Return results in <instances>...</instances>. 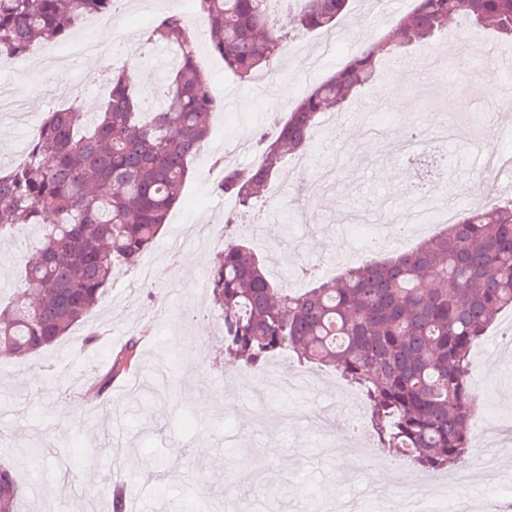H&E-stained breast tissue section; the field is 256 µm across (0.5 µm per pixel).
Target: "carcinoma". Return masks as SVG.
I'll return each mask as SVG.
<instances>
[{
	"instance_id": "1",
	"label": "carcinoma",
	"mask_w": 512,
	"mask_h": 512,
	"mask_svg": "<svg viewBox=\"0 0 512 512\" xmlns=\"http://www.w3.org/2000/svg\"><path fill=\"white\" fill-rule=\"evenodd\" d=\"M272 0H195L210 44L241 79L269 70L284 50ZM350 0H295L299 25L328 29ZM118 0H0V61L24 57L38 41L66 39L88 15ZM463 15L512 42V0H415L394 34L367 42L314 86L259 143L247 169L224 165L216 189L244 207L288 160L303 154L321 116L372 87L387 58L448 28ZM196 39L178 11L146 39L177 48L165 93L149 94L114 70L101 109L45 113L38 136L14 167L0 168V240L36 226L18 287L0 298V348L24 359L57 343L102 302L112 284L152 246L178 203L192 160L206 145L209 114L221 109L196 57ZM209 289L225 351L246 368L296 353L333 368L364 396L380 447L396 448L427 472L473 453L470 356L499 312L512 308V200L465 208L415 250L366 261L329 282L291 294L269 277L243 238L224 242ZM429 282L426 290L422 284ZM141 337L112 353L111 371L140 364ZM21 487L0 464V512H16Z\"/></svg>"
}]
</instances>
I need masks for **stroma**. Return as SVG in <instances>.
<instances>
[{
	"label": "stroma",
	"mask_w": 512,
	"mask_h": 512,
	"mask_svg": "<svg viewBox=\"0 0 512 512\" xmlns=\"http://www.w3.org/2000/svg\"><path fill=\"white\" fill-rule=\"evenodd\" d=\"M119 26L129 47L120 56L84 58L59 51L52 70L35 69V57L20 66L0 67V90L12 103L0 109V167L18 162L32 130L45 112L78 106L98 110L111 68L147 72L152 86L169 77L157 53L144 41L161 16L182 8L183 0H127ZM413 6L402 0H353L341 22L326 32H306L284 23L281 5L271 7L281 21L284 53L271 71L242 80L210 51L204 22L185 11L184 22L197 37L199 61L210 88L223 98L213 113L206 151L196 157L180 202L171 210L153 246L109 291L104 302L77 324L56 347L29 358L0 352V460L14 465L22 486L19 512H111L117 478L131 489L128 512H169L173 501L211 502L234 484L238 496L264 512H322L337 496L367 498L372 463L384 462L416 478L413 461L380 447L373 429L360 438H335L317 427L319 411L329 404L363 417L361 393L335 371L311 370L294 353L245 371L224 359L220 324L208 289V271L228 235L252 237L274 280L291 287L300 265L316 278L330 279L339 252L363 246L369 236L390 237L393 216L409 215L418 196L398 145L406 129H429L447 116L457 132L447 142L448 183L467 193L482 182L480 148L496 145L512 153V122L474 93H463L469 76L455 72L458 56L447 34L418 44L406 56L415 67L406 80L387 75L378 89L337 112L334 125L321 126L306 156L307 167L294 179L272 180L262 199L247 208L217 193L210 176L214 158L249 167L255 160V133L273 135L268 115L285 116L294 103L329 77L363 42L393 29ZM368 137L372 151L358 140ZM184 241L183 254L195 286L186 290L172 280L167 258L173 237ZM40 243L37 231L24 229L0 243V284L14 287L16 266ZM101 331L87 352L75 346L88 327ZM512 327V310L502 311L474 349L471 369L488 388L485 408L492 419L512 411V348L500 345ZM142 334L138 370L115 377L111 396L97 382L114 349ZM112 409L111 422L101 416ZM73 407L77 421L63 425L61 412ZM207 438L209 457L197 459L187 448ZM279 455L268 456V447ZM27 448L44 449L45 467L30 481L23 465ZM499 461L495 476H485L472 459L459 471L470 474L457 493L470 512L487 501L512 502V445L482 444ZM137 464L127 467L124 456ZM262 459L264 480L238 484V473Z\"/></svg>",
	"instance_id": "obj_1"
}]
</instances>
